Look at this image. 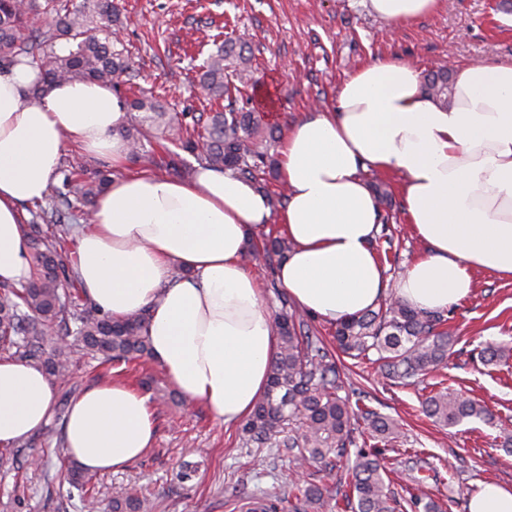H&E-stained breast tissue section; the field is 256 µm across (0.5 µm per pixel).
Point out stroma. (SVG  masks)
Listing matches in <instances>:
<instances>
[{"instance_id": "obj_1", "label": "stroma", "mask_w": 512, "mask_h": 512, "mask_svg": "<svg viewBox=\"0 0 512 512\" xmlns=\"http://www.w3.org/2000/svg\"><path fill=\"white\" fill-rule=\"evenodd\" d=\"M124 21L121 38L136 65V77L118 93H153L174 113L211 112L218 103L199 87V52H213L214 38L242 40L255 56V86L242 88L237 108L260 112L286 129L315 107L336 101L344 78L378 58L402 57L428 71L489 56L512 62V7L502 0H447L439 13L412 24L389 25L363 0H118ZM392 207L376 236L387 249L382 263L389 286H397L424 247L403 221L398 176H386ZM469 297L446 311L456 338L448 363L423 382L398 385L375 365L348 364L347 389L364 392L367 406L400 426L396 442L383 447L386 481L398 492L397 512L406 502L420 469L434 478L427 492L446 512H468L478 485L496 481L512 486V452L501 446L500 429H512V359L497 366L478 357L485 343L512 345V279L482 271ZM153 376L157 388L170 384L154 361L98 365L81 358L69 378L54 383L55 397L73 395L118 376L136 385ZM448 390L480 400L501 420L494 427L469 420L454 427L428 419L422 402ZM152 448L124 470L94 477L102 503L137 492L157 502V512H249L266 491L287 494L296 478L327 482L348 493L344 470L325 477L310 468L296 473L270 449L242 447L238 426H224L205 407L174 397L154 408ZM62 424L28 437L17 465L0 466V512H77L65 499L59 457ZM197 464V476L181 482L183 463Z\"/></svg>"}]
</instances>
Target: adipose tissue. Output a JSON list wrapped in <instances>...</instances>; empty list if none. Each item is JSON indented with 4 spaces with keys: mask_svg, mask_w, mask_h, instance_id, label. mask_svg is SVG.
Masks as SVG:
<instances>
[{
    "mask_svg": "<svg viewBox=\"0 0 512 512\" xmlns=\"http://www.w3.org/2000/svg\"><path fill=\"white\" fill-rule=\"evenodd\" d=\"M445 3L367 0L392 25ZM421 85L413 62L379 59L347 77L335 108L287 127L279 150L287 200L276 212L253 182L229 171L114 179L77 230L85 294L116 319L149 309L150 356L170 384L234 424L266 391L277 351L273 319L244 262L270 219L292 244L278 280L301 310L331 323L375 308L388 290L373 249L380 212L368 170L401 176L405 221L426 249L397 285L402 301L444 311L471 294L475 271L512 278V63L458 66L445 107ZM128 119L109 86L46 85L29 65L0 71V282L29 278L23 207L47 197L67 143L122 167ZM176 267L184 272L177 282ZM55 412L37 366L0 360V445L30 437ZM155 432L148 396L115 380L72 403L63 452L85 471L115 472L145 454Z\"/></svg>",
    "mask_w": 512,
    "mask_h": 512,
    "instance_id": "1",
    "label": "adipose tissue"
}]
</instances>
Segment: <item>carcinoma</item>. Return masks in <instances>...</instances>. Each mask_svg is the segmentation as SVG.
<instances>
[{
  "label": "carcinoma",
  "instance_id": "obj_1",
  "mask_svg": "<svg viewBox=\"0 0 512 512\" xmlns=\"http://www.w3.org/2000/svg\"><path fill=\"white\" fill-rule=\"evenodd\" d=\"M123 25L115 0H0V67L36 63L48 83L88 79L117 87L131 80L132 62L117 30ZM63 40L67 49H56ZM252 59L241 42L225 40L209 54L200 73L201 87L215 100L232 99L233 93L252 80ZM422 91L439 104L448 105L449 71L441 68L424 76ZM128 108L144 113L140 124L123 130L129 156L137 163L181 174L186 168L181 153L196 157L205 167L230 170L256 182L273 162L267 140L274 127L256 112H243L233 104L193 118L192 128L177 121L153 96H135ZM159 133L166 145L159 155L142 153V141ZM111 182L110 171H63L62 188L47 205L37 204L44 225L30 227L31 272L19 285L0 284V352L38 366L49 378H65L79 355L99 364H121L149 354L145 330L150 317L142 309L120 319L97 309L74 288L73 260L67 238L55 229L76 205L90 206ZM291 248L287 238L262 234L249 249L261 251L269 261L280 262ZM281 304L275 315L278 352L272 362L266 392L242 427V447L271 448L279 458L300 466L319 464L333 469L358 447L350 467L352 495L345 496L351 512H395V492L386 484L385 465L375 448L357 446L352 420L360 412L370 437L388 442L398 438L395 422L372 409L350 403L337 358L308 325L304 315L289 305L280 289ZM441 312L416 310L396 297L384 300L379 310L336 323V348L354 360L375 354L384 374L406 384L425 378L452 355V341L443 330ZM485 365L512 357V347L488 344L480 351ZM428 417L445 426L468 419L486 424L493 413L480 402L459 393L440 391L423 402ZM69 484L79 496L81 512H97L91 477L68 465ZM423 475L414 478L416 492L410 503L415 512H443V506L424 492ZM296 503L324 508L331 490L312 482L289 490ZM145 496L112 498L109 512H154Z\"/></svg>",
  "mask_w": 512,
  "mask_h": 512
}]
</instances>
